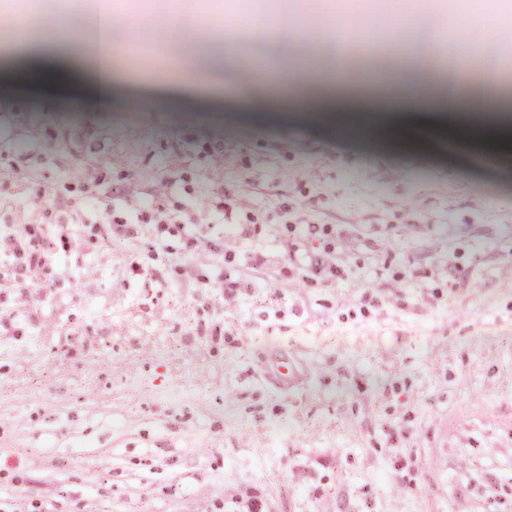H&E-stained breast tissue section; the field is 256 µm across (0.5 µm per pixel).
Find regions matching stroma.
Masks as SVG:
<instances>
[{
	"instance_id": "1",
	"label": "stroma",
	"mask_w": 512,
	"mask_h": 512,
	"mask_svg": "<svg viewBox=\"0 0 512 512\" xmlns=\"http://www.w3.org/2000/svg\"><path fill=\"white\" fill-rule=\"evenodd\" d=\"M215 1L115 6L293 10ZM4 52L0 234L59 259L0 257V512H512V165L428 123L347 137L268 87L170 102L121 55L103 102ZM309 224L350 276L311 277Z\"/></svg>"
}]
</instances>
